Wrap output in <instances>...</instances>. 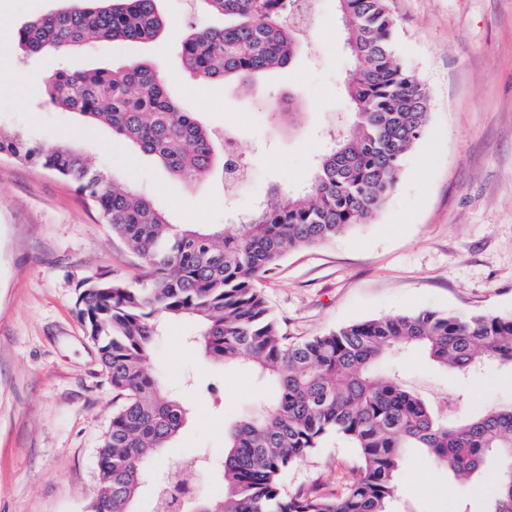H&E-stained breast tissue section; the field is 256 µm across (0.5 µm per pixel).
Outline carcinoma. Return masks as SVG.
Here are the masks:
<instances>
[{"instance_id": "1", "label": "carcinoma", "mask_w": 512, "mask_h": 512, "mask_svg": "<svg viewBox=\"0 0 512 512\" xmlns=\"http://www.w3.org/2000/svg\"><path fill=\"white\" fill-rule=\"evenodd\" d=\"M157 2L74 0L21 28L13 48L63 56L80 45L150 40L164 26ZM199 2L224 16V27L199 26L180 44L186 68L200 81L247 85L291 66L305 41L283 19L291 0ZM339 11L352 61L342 84L351 124L329 130V145L304 187L220 231L170 223L150 200L111 180L71 145L47 147L0 133V154L74 184L145 263L138 282L102 276L81 297L87 333L122 399L97 460L105 512H131L146 459L185 422L186 409L161 391L146 362L161 318L186 316L200 322L199 342L213 361H247L274 387L256 414L225 437L223 493L197 502L192 512H392L407 448L424 449L460 480L494 460L497 484L487 512H512V404L457 416L451 407L463 395L442 406L408 388L396 372L377 373L405 347L463 376L488 362L512 367V315L398 313L292 342L258 288L286 250L326 242L380 211L428 119L427 90L397 58L387 0H339ZM36 94L49 109L108 124L113 136L181 181L226 171L216 166L214 134L168 95L153 65L57 68ZM332 434L360 461L343 495L286 493L283 475Z\"/></svg>"}]
</instances>
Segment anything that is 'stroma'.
Returning a JSON list of instances; mask_svg holds the SVG:
<instances>
[{
  "instance_id": "stroma-1",
  "label": "stroma",
  "mask_w": 512,
  "mask_h": 512,
  "mask_svg": "<svg viewBox=\"0 0 512 512\" xmlns=\"http://www.w3.org/2000/svg\"><path fill=\"white\" fill-rule=\"evenodd\" d=\"M68 0H0V127L41 142L69 143L133 191L146 192L177 224H226L306 184L324 132L348 106L340 81L350 65L338 0H321L307 45L289 68L254 92L197 82L178 44L198 16L194 0H159L166 30L145 43L85 45L64 59L20 58L17 31ZM399 61L427 88L429 119L405 158L383 209L367 223L316 246L287 250L259 283L289 340L422 310L512 314V0H389ZM160 67L169 94L210 130L236 127L252 170L239 193L220 176L192 184L116 140L109 127L39 106L35 89L58 65ZM305 96L288 127L272 104ZM141 259L76 187L56 173L0 155V512H90L99 490L97 458L116 406L96 346L79 317L88 281L127 283ZM197 325L168 320L149 372L188 415L169 447L152 454L134 512H151L156 488L180 469L201 499L224 489V438L267 388L248 363L218 365L191 338ZM401 379L432 397L463 394L472 406L512 402V369L495 363L462 379L417 349L397 361ZM358 457L330 435L282 478L285 492L342 494ZM496 479L487 461L459 484L421 449L404 454L394 512H485Z\"/></svg>"
}]
</instances>
